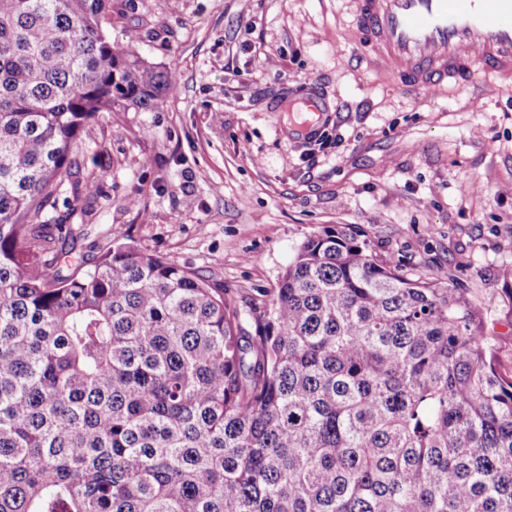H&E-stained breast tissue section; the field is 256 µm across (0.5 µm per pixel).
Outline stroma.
<instances>
[{
    "mask_svg": "<svg viewBox=\"0 0 512 512\" xmlns=\"http://www.w3.org/2000/svg\"><path fill=\"white\" fill-rule=\"evenodd\" d=\"M357 27L356 0H112L106 34L176 85L85 126L75 177L105 178L93 197L64 182L53 216L86 225L87 260L116 236L242 306L269 297L308 236L357 226L374 255L474 291L510 376L512 88L481 71L402 90Z\"/></svg>",
    "mask_w": 512,
    "mask_h": 512,
    "instance_id": "1",
    "label": "stroma"
}]
</instances>
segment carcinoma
Wrapping results in <instances>:
<instances>
[{
    "instance_id": "obj_1",
    "label": "carcinoma",
    "mask_w": 512,
    "mask_h": 512,
    "mask_svg": "<svg viewBox=\"0 0 512 512\" xmlns=\"http://www.w3.org/2000/svg\"><path fill=\"white\" fill-rule=\"evenodd\" d=\"M112 0H0V512H512V377L448 275L348 224L239 306L56 209L100 112L171 73L114 45Z\"/></svg>"
}]
</instances>
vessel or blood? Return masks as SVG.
Returning <instances> with one entry per match:
<instances>
[{
	"label": "vessel or blood",
	"mask_w": 512,
	"mask_h": 512,
	"mask_svg": "<svg viewBox=\"0 0 512 512\" xmlns=\"http://www.w3.org/2000/svg\"><path fill=\"white\" fill-rule=\"evenodd\" d=\"M357 18L407 90L463 84L479 64L512 83V0H358Z\"/></svg>",
	"instance_id": "1"
}]
</instances>
